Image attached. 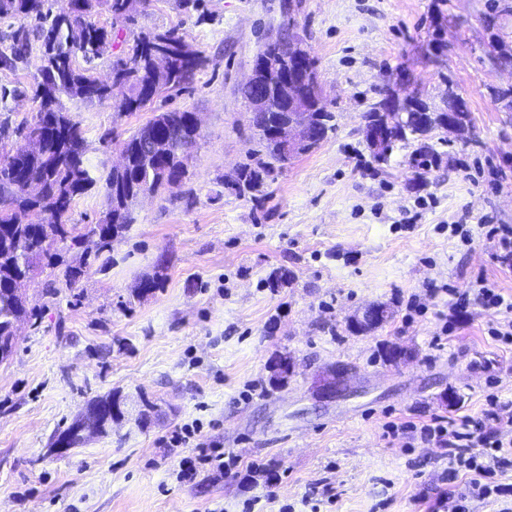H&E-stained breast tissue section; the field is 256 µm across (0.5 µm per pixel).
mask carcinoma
Here are the masks:
<instances>
[{
	"instance_id": "obj_1",
	"label": "carcinoma",
	"mask_w": 512,
	"mask_h": 512,
	"mask_svg": "<svg viewBox=\"0 0 512 512\" xmlns=\"http://www.w3.org/2000/svg\"><path fill=\"white\" fill-rule=\"evenodd\" d=\"M46 0H0V19L33 17L38 23L37 33L43 39L45 70L39 73L34 92L38 101L36 118L17 128L46 132L44 151L28 153L22 141L10 146L0 144V338L10 336L17 325L30 323L37 316V307L21 303L13 294L12 285L24 268L48 273L52 280L46 293L58 294L56 284L67 288L96 262L106 265L111 260L112 245L134 222V201L145 186L158 187L156 171L168 167L179 179H184L188 167L182 163L187 145H196L202 138L188 110L164 111L168 122L165 143L150 156L136 153V147L154 120L138 127L126 139L129 165L127 171L109 170L96 177L87 164V140L81 123L66 109L63 99L86 104L118 99L123 112H137L151 103L147 91L159 85L161 92H181L190 88L197 72L203 66L202 54L193 49L177 28L159 33H139L128 45L125 67L117 72L120 85H100L95 80L92 63L102 58L110 46L112 35L89 21V17L106 10L112 18L125 24H135L142 7L141 0H74V15L53 14L45 7ZM8 38L11 44L0 51V68L15 70L32 50L29 30L21 26ZM263 54L279 65L261 75L257 86L240 88L243 99H248L254 88L272 95V111L251 115L250 125L259 136L260 152L250 156L241 165L236 180L240 196L262 192L275 164L306 153L323 141L333 129L334 115L323 99L312 96V123L315 134L311 143L301 151L289 152L276 141L271 131L280 113L293 115L285 100L275 96L280 75L288 68L286 53L279 43H266ZM82 57L85 67L76 65ZM443 122V113L434 112L422 100L407 97L399 103L392 116L387 141L372 150L377 163H385L398 142L409 137H421ZM103 182L105 214L99 222L100 248L91 256L83 254L78 262L59 259L60 252L70 248L77 225L66 223L76 196L87 193L98 182ZM162 282V274L143 277L132 295L142 299L153 293ZM126 396L109 392L89 399L91 405L102 406L112 414V422L124 418Z\"/></svg>"
}]
</instances>
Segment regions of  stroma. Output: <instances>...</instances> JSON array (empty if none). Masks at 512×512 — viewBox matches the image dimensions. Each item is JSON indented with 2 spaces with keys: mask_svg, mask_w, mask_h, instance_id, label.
I'll use <instances>...</instances> for the list:
<instances>
[{
  "mask_svg": "<svg viewBox=\"0 0 512 512\" xmlns=\"http://www.w3.org/2000/svg\"><path fill=\"white\" fill-rule=\"evenodd\" d=\"M113 33L107 59L134 32L181 28L204 63L190 89L141 111L115 101L67 102L87 140L90 164L108 171L123 141L156 111L198 113L203 138L175 189L142 200L112 247V261L87 269L73 289L26 285L41 314L0 364V512H243L265 490L300 505L309 488L333 495L331 512H430L448 466L436 445L385 436L388 416L455 420L486 406L489 381L512 408V351L488 335L491 315L468 308L442 344L449 289L477 277L507 296L512 273L493 259L483 216L512 225V0H150L129 30L108 12L93 17ZM296 22L336 129L276 170L264 196L225 189L260 145L239 89L268 39ZM442 111L465 103L463 135L434 129L397 144L377 165L362 134L370 104L408 89ZM436 160L412 161L423 147ZM467 215L470 243L448 223ZM167 268L143 299L131 290ZM288 269V287L271 290ZM373 303L392 315L374 332L347 319ZM411 353L394 367L384 345ZM290 355L287 386L269 382ZM343 363L349 395L318 401L319 379ZM142 393L157 410L145 427H113L64 457L44 455L94 396ZM457 401L442 403L445 392ZM201 420L206 443L239 456L238 473L172 475L187 448L159 439Z\"/></svg>",
  "mask_w": 512,
  "mask_h": 512,
  "instance_id": "35a3bbf8",
  "label": "stroma"
}]
</instances>
